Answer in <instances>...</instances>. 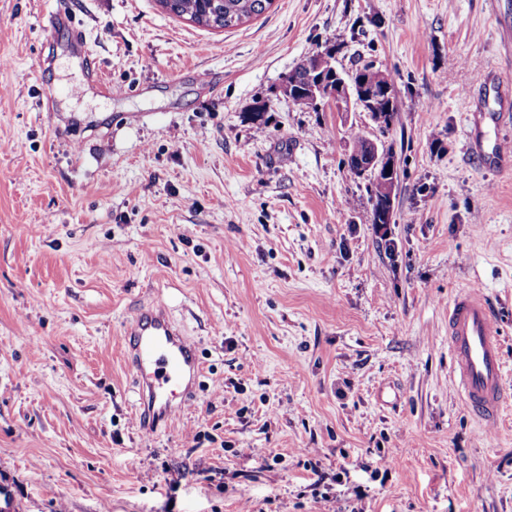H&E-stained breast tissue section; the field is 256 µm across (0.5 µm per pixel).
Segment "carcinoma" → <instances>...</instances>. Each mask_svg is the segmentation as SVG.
<instances>
[{"instance_id": "cac0c4a2", "label": "carcinoma", "mask_w": 512, "mask_h": 512, "mask_svg": "<svg viewBox=\"0 0 512 512\" xmlns=\"http://www.w3.org/2000/svg\"><path fill=\"white\" fill-rule=\"evenodd\" d=\"M166 12L176 17L187 16L196 24L212 29H227L238 25L245 19L257 17L263 14L273 3V0H158ZM208 13H217L224 16V21L219 24H212L205 15ZM333 59L331 51L318 52L306 59V63L300 64L294 71V75L298 77L297 89L302 91L308 85L309 81L317 80L321 77L334 85L330 81V66L326 65L321 70L314 72L308 70L305 64L316 67V63L320 60ZM352 79L355 81H363L369 86L378 85L384 81L391 79L389 73L371 65H364L355 69ZM393 186V178L384 175L371 180V193L373 206H378L381 202L389 198L390 191Z\"/></svg>"}]
</instances>
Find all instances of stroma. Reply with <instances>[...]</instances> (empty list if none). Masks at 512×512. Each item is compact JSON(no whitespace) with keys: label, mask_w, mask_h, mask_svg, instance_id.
<instances>
[{"label":"stroma","mask_w":512,"mask_h":512,"mask_svg":"<svg viewBox=\"0 0 512 512\" xmlns=\"http://www.w3.org/2000/svg\"><path fill=\"white\" fill-rule=\"evenodd\" d=\"M326 49L390 73V128L284 94ZM356 132L397 160L383 231ZM498 139L512 0H274L225 30L158 0H0V512H512ZM473 289L505 361L492 425L448 348ZM157 301L203 371L149 433L123 347Z\"/></svg>","instance_id":"obj_1"}]
</instances>
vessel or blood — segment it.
<instances>
[{"label": "vessel or blood", "instance_id": "vessel-or-blood-1", "mask_svg": "<svg viewBox=\"0 0 512 512\" xmlns=\"http://www.w3.org/2000/svg\"><path fill=\"white\" fill-rule=\"evenodd\" d=\"M125 336V359L142 400L139 425L154 432L191 403L202 364L162 304L138 311L127 323ZM448 346L465 403L486 421H496L505 399L502 351L494 312L477 291L449 303Z\"/></svg>", "mask_w": 512, "mask_h": 512}]
</instances>
